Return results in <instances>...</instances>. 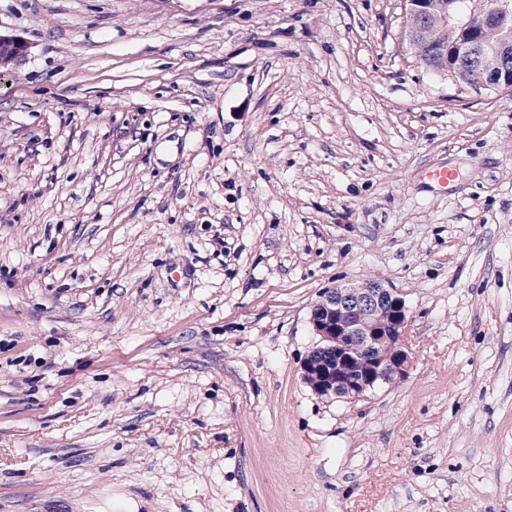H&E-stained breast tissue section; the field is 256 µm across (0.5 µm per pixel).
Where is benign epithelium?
<instances>
[{"label":"benign epithelium","instance_id":"7a95c632","mask_svg":"<svg viewBox=\"0 0 512 512\" xmlns=\"http://www.w3.org/2000/svg\"><path fill=\"white\" fill-rule=\"evenodd\" d=\"M405 8L417 17L406 29L412 43L426 32L466 30L470 22L458 11L455 0L435 5L430 0H406ZM512 0H491L482 7L477 26L492 32L493 39L463 38L451 46L438 44L437 74H454L468 67L478 75L472 89L512 90ZM25 43L0 35V65L22 55ZM319 343L304 359L302 376L311 391L328 400H359L408 375L410 353L405 341L408 316L400 293L378 281L343 285L325 291L312 306L309 317Z\"/></svg>","mask_w":512,"mask_h":512}]
</instances>
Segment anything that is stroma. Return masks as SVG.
I'll use <instances>...</instances> for the list:
<instances>
[{"mask_svg":"<svg viewBox=\"0 0 512 512\" xmlns=\"http://www.w3.org/2000/svg\"><path fill=\"white\" fill-rule=\"evenodd\" d=\"M405 30L404 0H0V512H512V92ZM368 278L409 374L319 399L310 310Z\"/></svg>","mask_w":512,"mask_h":512,"instance_id":"1","label":"stroma"}]
</instances>
